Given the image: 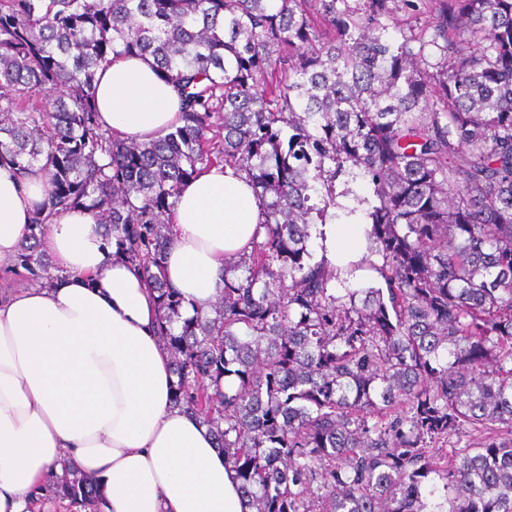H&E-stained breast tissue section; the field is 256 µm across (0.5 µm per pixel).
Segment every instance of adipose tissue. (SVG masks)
<instances>
[{"instance_id":"1","label":"adipose tissue","mask_w":512,"mask_h":512,"mask_svg":"<svg viewBox=\"0 0 512 512\" xmlns=\"http://www.w3.org/2000/svg\"><path fill=\"white\" fill-rule=\"evenodd\" d=\"M104 129L149 139L179 118L176 89L152 59H112L97 74ZM48 189L41 171L0 163V276L10 273ZM263 206L232 167L187 182L171 214L165 276L183 316L209 309L224 265L250 250ZM365 224L312 227L314 261L338 275L370 260ZM43 250L66 278L0 290V512H41L53 464L99 484V512H253L230 461L200 419L173 405L170 354L155 295L108 257L97 218L75 208L44 224Z\"/></svg>"}]
</instances>
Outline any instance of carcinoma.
I'll list each match as a JSON object with an SVG mask.
<instances>
[{"mask_svg": "<svg viewBox=\"0 0 512 512\" xmlns=\"http://www.w3.org/2000/svg\"><path fill=\"white\" fill-rule=\"evenodd\" d=\"M401 5L419 6L0 0V157L49 184L18 276L57 279L42 225L91 211L156 293L173 404L210 428L255 512H512V0H438L410 35ZM122 55L153 58L180 126L100 127L96 73ZM219 164L261 199L263 234L210 312L183 318L169 214ZM338 194L348 217L368 205L380 287L340 290L312 262ZM44 491L92 509L99 494L73 472Z\"/></svg>", "mask_w": 512, "mask_h": 512, "instance_id": "obj_1", "label": "carcinoma"}]
</instances>
